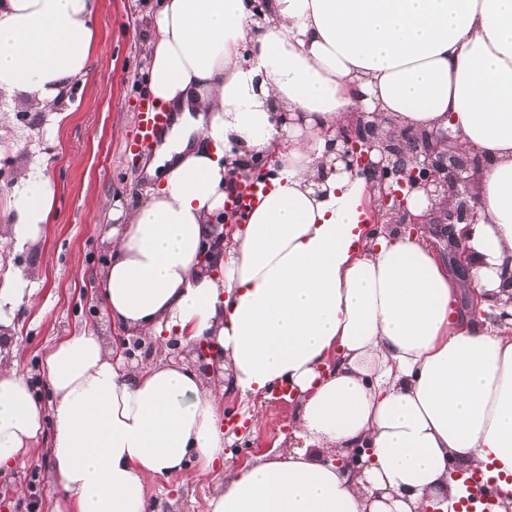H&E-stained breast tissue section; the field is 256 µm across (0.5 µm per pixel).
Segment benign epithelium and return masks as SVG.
<instances>
[{"instance_id": "1", "label": "benign epithelium", "mask_w": 512, "mask_h": 512, "mask_svg": "<svg viewBox=\"0 0 512 512\" xmlns=\"http://www.w3.org/2000/svg\"><path fill=\"white\" fill-rule=\"evenodd\" d=\"M337 138L343 145L347 168L351 171L358 168L368 172L373 181L372 189L379 193L378 205L372 206L374 223H381L382 209L390 201L398 203L401 224L474 223L475 205L459 199L462 195L459 187L467 184V178L463 176L466 168L451 164L453 146L441 151L437 140L428 134H406L379 143L376 125L363 120L341 126ZM377 145L380 146L382 158L373 163L369 159V150ZM394 183L403 189L431 185L435 192H443L452 205L443 211L434 209L427 215L416 218L406 211L399 191L392 189Z\"/></svg>"}]
</instances>
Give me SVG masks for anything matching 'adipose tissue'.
<instances>
[{
    "instance_id": "obj_1",
    "label": "adipose tissue",
    "mask_w": 512,
    "mask_h": 512,
    "mask_svg": "<svg viewBox=\"0 0 512 512\" xmlns=\"http://www.w3.org/2000/svg\"><path fill=\"white\" fill-rule=\"evenodd\" d=\"M96 0H0V93L53 111L87 76ZM146 91L171 130L146 167L157 187L114 201L99 292L114 327L181 359H115L78 330L50 346L43 406L0 361V476L51 421V512H150L147 486L224 466L210 512H457L479 471L512 512V0H146ZM450 137L479 158L471 224L367 223L371 185L336 138ZM266 166L242 222L230 186ZM56 188L30 169L0 246L38 242ZM466 236L452 272L436 236ZM481 298L487 315L461 307ZM24 270L0 280V348L31 303ZM225 359L247 398L288 385L300 448L243 466L224 453L223 409L188 358ZM362 449L353 471L326 460Z\"/></svg>"
}]
</instances>
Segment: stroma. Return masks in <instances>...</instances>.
<instances>
[{
  "instance_id": "obj_1",
  "label": "stroma",
  "mask_w": 512,
  "mask_h": 512,
  "mask_svg": "<svg viewBox=\"0 0 512 512\" xmlns=\"http://www.w3.org/2000/svg\"><path fill=\"white\" fill-rule=\"evenodd\" d=\"M143 0H99L93 69L74 81L57 111L33 112L19 98L0 94V213L5 212L20 172L44 168L56 187L52 219L31 248H0V275L14 269L31 272L35 301L15 320L18 366L37 382L36 395L49 402L40 382L44 351L73 331L84 329L105 340L117 331L98 295L99 275L108 252L103 236L114 200L143 196L150 183L144 165L152 149L129 150L136 102L144 94L145 51L139 37ZM226 451L236 464L268 459L291 450L298 417L288 405L254 396L241 401L219 393ZM46 439L28 452L24 467L0 479V512H51L60 486ZM224 480L223 469L197 471L190 479L172 476L149 483L150 512H208V501Z\"/></svg>"
}]
</instances>
